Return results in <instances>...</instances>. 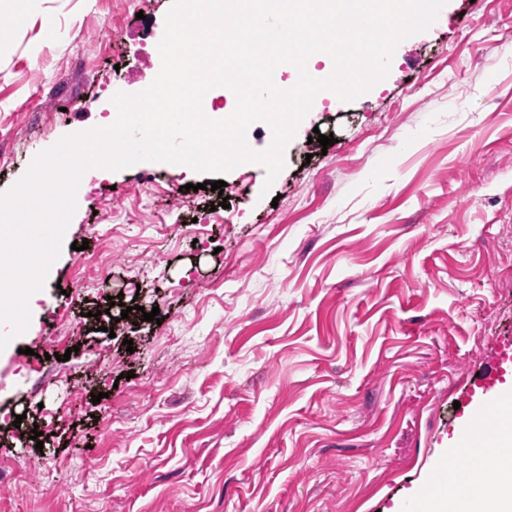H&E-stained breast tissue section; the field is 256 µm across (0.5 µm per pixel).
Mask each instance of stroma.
I'll list each match as a JSON object with an SVG mask.
<instances>
[{"label":"stroma","instance_id":"obj_1","mask_svg":"<svg viewBox=\"0 0 512 512\" xmlns=\"http://www.w3.org/2000/svg\"><path fill=\"white\" fill-rule=\"evenodd\" d=\"M171 5L0 0V192L140 92ZM311 110L274 182L144 161L81 192L0 350V463L27 474L0 512H406L463 463L468 385L512 347V0H449L379 86ZM53 306L80 336L49 340Z\"/></svg>","mask_w":512,"mask_h":512}]
</instances>
